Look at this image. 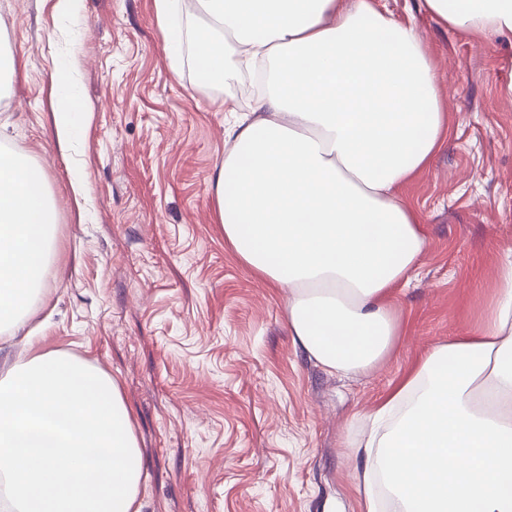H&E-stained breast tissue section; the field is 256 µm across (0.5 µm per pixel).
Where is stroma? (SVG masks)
I'll return each mask as SVG.
<instances>
[{
	"label": "stroma",
	"mask_w": 512,
	"mask_h": 512,
	"mask_svg": "<svg viewBox=\"0 0 512 512\" xmlns=\"http://www.w3.org/2000/svg\"><path fill=\"white\" fill-rule=\"evenodd\" d=\"M413 26L435 67L448 143L404 186L428 247L397 313L400 346L370 373H327L293 343L287 290L230 248L211 176L231 118L184 43L165 50L154 0H85L76 21L54 0H0V151L39 165L56 212V252L22 332L0 334V379L47 350L113 377L143 451L142 512H360L352 474L358 419L414 361L464 335L494 293L512 245V32L441 25L423 0H374ZM76 55L92 114L73 148L55 135L51 84ZM90 201L79 215L71 174Z\"/></svg>",
	"instance_id": "35a3bbf8"
}]
</instances>
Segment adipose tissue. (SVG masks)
I'll use <instances>...</instances> for the list:
<instances>
[{"mask_svg": "<svg viewBox=\"0 0 512 512\" xmlns=\"http://www.w3.org/2000/svg\"><path fill=\"white\" fill-rule=\"evenodd\" d=\"M463 32L512 31V0H424ZM170 56L193 42L206 85L261 68L255 119L225 129L213 178L237 256L288 291L293 341L352 378L395 348L393 300L427 249L398 189L447 142L430 58L414 27L371 0H155ZM69 58L52 84L57 141L89 119ZM55 214L40 167L0 157V317L20 328L47 270ZM0 380L8 512H141L142 458L115 380L32 342ZM355 443L362 512H512V247L478 326L419 358L366 415Z\"/></svg>", "mask_w": 512, "mask_h": 512, "instance_id": "obj_1", "label": "adipose tissue"}]
</instances>
